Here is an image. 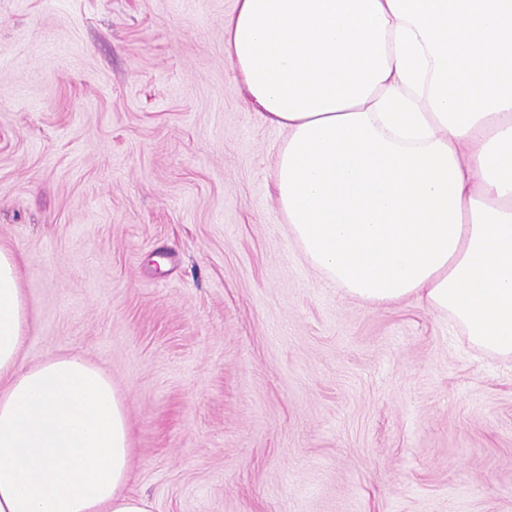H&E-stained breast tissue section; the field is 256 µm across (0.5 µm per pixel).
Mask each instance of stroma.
<instances>
[{"label": "stroma", "instance_id": "obj_1", "mask_svg": "<svg viewBox=\"0 0 512 512\" xmlns=\"http://www.w3.org/2000/svg\"><path fill=\"white\" fill-rule=\"evenodd\" d=\"M232 0H0V250L21 361L83 355L151 512H512V361L327 287L272 196L285 133Z\"/></svg>", "mask_w": 512, "mask_h": 512}]
</instances>
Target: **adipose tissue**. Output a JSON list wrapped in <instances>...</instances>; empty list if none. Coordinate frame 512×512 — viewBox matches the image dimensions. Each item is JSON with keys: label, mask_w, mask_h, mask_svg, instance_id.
<instances>
[{"label": "adipose tissue", "mask_w": 512, "mask_h": 512, "mask_svg": "<svg viewBox=\"0 0 512 512\" xmlns=\"http://www.w3.org/2000/svg\"><path fill=\"white\" fill-rule=\"evenodd\" d=\"M224 53L286 134L273 195L320 279L511 360L512 0H234ZM16 266L0 250V512H151L111 379L22 365Z\"/></svg>", "instance_id": "adipose-tissue-1"}]
</instances>
